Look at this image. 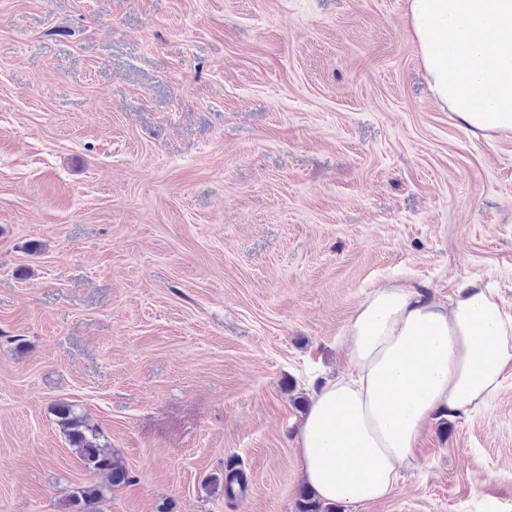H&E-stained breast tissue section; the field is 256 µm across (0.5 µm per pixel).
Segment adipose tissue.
I'll use <instances>...</instances> for the list:
<instances>
[{
  "mask_svg": "<svg viewBox=\"0 0 512 512\" xmlns=\"http://www.w3.org/2000/svg\"><path fill=\"white\" fill-rule=\"evenodd\" d=\"M434 97L475 135L512 134V0H406ZM348 369L314 391L300 473L322 502L388 498L440 410L483 408L512 374V312L479 278L441 303L413 286L372 291L340 338Z\"/></svg>",
  "mask_w": 512,
  "mask_h": 512,
  "instance_id": "ef3b65f1",
  "label": "adipose tissue"
}]
</instances>
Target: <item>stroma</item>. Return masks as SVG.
I'll list each match as a JSON object with an SVG mask.
<instances>
[{"instance_id": "1", "label": "stroma", "mask_w": 512, "mask_h": 512, "mask_svg": "<svg viewBox=\"0 0 512 512\" xmlns=\"http://www.w3.org/2000/svg\"><path fill=\"white\" fill-rule=\"evenodd\" d=\"M405 0H0V512H293L308 400L375 288L512 306V135L429 88ZM242 469L245 492L210 494ZM512 512V375L437 413L379 504ZM56 422L72 452L100 482L76 487L62 506L64 512H103L98 505L105 501V492L133 481L118 455L102 442L98 426L79 412L77 404L60 401L53 409Z\"/></svg>"}]
</instances>
